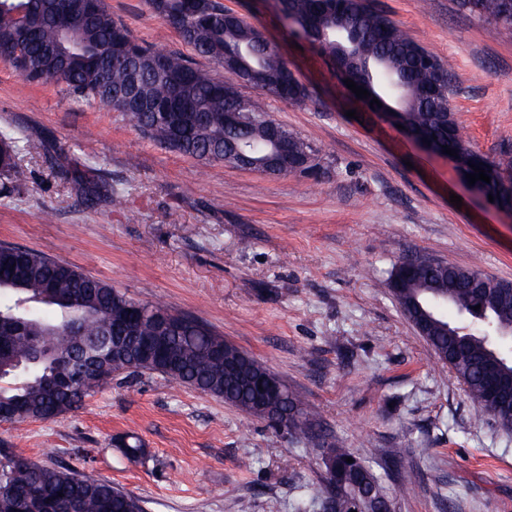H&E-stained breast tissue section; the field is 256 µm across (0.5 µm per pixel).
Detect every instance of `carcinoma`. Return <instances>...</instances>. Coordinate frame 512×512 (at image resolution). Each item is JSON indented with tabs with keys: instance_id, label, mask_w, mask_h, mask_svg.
I'll return each mask as SVG.
<instances>
[{
	"instance_id": "carcinoma-1",
	"label": "carcinoma",
	"mask_w": 512,
	"mask_h": 512,
	"mask_svg": "<svg viewBox=\"0 0 512 512\" xmlns=\"http://www.w3.org/2000/svg\"><path fill=\"white\" fill-rule=\"evenodd\" d=\"M75 0H0V57L10 62L26 84L54 83L76 99L94 100L109 111L121 112L149 140L182 155L208 163L232 161L239 149L262 160L273 150L267 127L275 122L267 112L238 93L224 95L225 77L191 66L174 52L153 50L135 40L112 19L102 0L83 29L67 39L56 28L55 14ZM152 11L175 28L194 52L224 66V54L235 52L260 72L253 88L285 102L313 96L296 84L290 95L274 78L288 61L275 43L259 47L257 26L247 17L224 22L218 0H148ZM460 6L512 34V19L502 18L505 0H459ZM285 18L306 19V39L321 53L336 54V31L353 30L357 40L346 46L363 64L380 66L402 86L403 113L412 129L437 137L460 157L476 156L462 137L448 136L453 113L448 70L438 57L420 46L385 13L347 0L340 15L317 12L316 0H283ZM41 18L31 36L21 39L24 19ZM236 108L241 122L224 124V112ZM294 153L316 154L302 137L281 127ZM496 202L512 206V153L487 159L482 165ZM0 172L9 188L21 192L28 173L16 161V145L0 134ZM78 185L82 199L100 193L97 183L78 170L61 168ZM476 267L435 264L409 272L394 266L386 287L405 317L415 320L419 308L448 300V307L467 320H448L439 307L425 332L438 359L463 384L478 423L493 418L512 430V413L489 404V385L496 383L512 397V349L499 338L512 328V302L499 294H478L471 276ZM137 300L68 261L14 246H0V408L18 409L20 420H51L77 411L85 398L120 374L157 373L178 385L224 400V403L278 426L285 423L296 443L313 439L312 423L301 397L288 391L273 403L258 402L252 385L278 379L256 359L199 320L180 313L166 333L169 358L157 363L140 354L139 342L157 335L155 323L142 319L127 336H113V328ZM480 309H474V306ZM119 447L130 460L148 456L145 444L131 433ZM353 462H346V458ZM322 505L334 512H388L390 496L380 479L341 444L321 448ZM0 512H144L141 501L111 483L57 469L23 457L0 456Z\"/></svg>"
}]
</instances>
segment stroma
Listing matches in <instances>:
<instances>
[{
	"mask_svg": "<svg viewBox=\"0 0 512 512\" xmlns=\"http://www.w3.org/2000/svg\"><path fill=\"white\" fill-rule=\"evenodd\" d=\"M222 2L314 89L302 103L237 91L317 149V172L275 176L183 156L122 113L54 84L23 85L0 58V131L16 138L30 174L24 193H0V245L74 263L207 323L300 394L316 433L361 458L394 512H512V431L473 420L460 382L386 286L410 256L512 282V215L468 189L448 159L361 109L328 59L284 28L276 0ZM373 2L452 75L464 139L488 157L512 151V35L458 0ZM105 4L140 42L212 69L146 0ZM82 164L115 199L80 203L56 171ZM131 432L145 460L122 455ZM0 450L109 481L145 512H322L319 448L157 374L116 376L53 420L0 424Z\"/></svg>",
	"mask_w": 512,
	"mask_h": 512,
	"instance_id": "obj_1",
	"label": "stroma"
}]
</instances>
